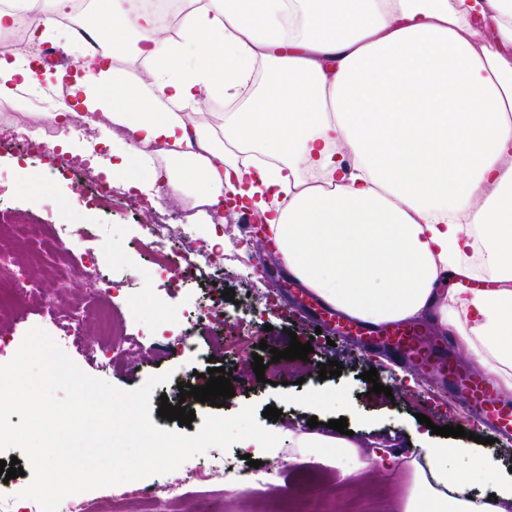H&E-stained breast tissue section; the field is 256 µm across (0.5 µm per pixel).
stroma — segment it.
<instances>
[{"label": "stroma", "mask_w": 512, "mask_h": 512, "mask_svg": "<svg viewBox=\"0 0 512 512\" xmlns=\"http://www.w3.org/2000/svg\"><path fill=\"white\" fill-rule=\"evenodd\" d=\"M27 134L26 120L0 122V217L9 222L22 214L42 224L90 225L89 235L74 237L73 253L102 258L101 264L89 273L75 276L67 290V303L83 309L85 315L84 345L70 353L81 369L126 391L141 387L151 375L171 372L170 382L154 388L150 406L159 409L165 400L184 403L196 415L187 429L191 435L198 432L204 416L216 409L191 397L179 400L178 385H204L203 374L211 366L231 370L230 382L235 391L234 397L226 399L216 411L233 415L250 403L261 410L275 406L281 416L276 421L264 420V427L269 429H299L313 417L320 424H327L336 418V411L314 412L308 398L315 391L332 393L356 412L357 417L349 421L348 428L364 451H371L376 445L381 448V462L355 471L350 477L342 476L325 460L311 459V466L321 476L312 485L302 482L295 468L281 466L285 451L275 449L270 457L276 465L271 485L266 494L240 501L241 512H279L289 496L300 493L320 496L334 512H346L350 498L359 497L366 486L393 480L401 483L403 490H410L412 471L395 450L406 446L411 453H418L417 434L424 429L417 420L421 414L434 425H460L473 432L470 440H439L440 445L450 448L449 465L468 474L469 486L477 484L473 470L485 463L502 476L512 475V440L493 436L491 429L474 422L468 407L448 394L432 375L395 364L385 352L368 353L336 335L331 327H317L304 308L293 304L284 284L273 280L278 262L257 247L254 240L240 242L237 212L210 210L208 223L202 224L198 221L199 208L194 196L159 191L167 209L186 215L184 223L173 225L167 236L169 244L182 249L205 245L213 229L224 236V251L216 255L213 267L180 276L174 267L162 263L158 253L145 249V227L151 217L126 207L127 193L121 186H114L113 201L108 205H98L80 196L78 181L87 174H99L101 169L103 154L96 133L73 140L69 152L63 154L23 151L21 142ZM20 167L41 179L42 195H33L21 185L16 176ZM105 287L112 290L110 303L121 315L124 329L151 336L136 358H123L114 368L102 365L91 353L103 339L101 309L94 291ZM228 289L234 290L235 297L223 299L225 317L218 327L227 348H211L212 359L208 362L177 356L157 359L155 346L164 336L155 330L156 313L171 318L189 303L205 308L212 300L222 299V292ZM35 326L51 333L56 330L53 322L34 310L22 320L8 313L0 315V336L9 340L8 346L0 348V364L12 359L27 331ZM294 337L311 343L313 350L308 360H280L274 383L258 381L251 366L254 353L270 359L271 349L287 348ZM263 341L267 342L268 351H260ZM331 360L341 363V375L320 379V365ZM373 368L378 371L380 383L391 388V395L370 393V385L362 374ZM479 435L484 438L480 444L475 441ZM490 436L495 439L491 445L486 442Z\"/></svg>", "instance_id": "obj_1"}]
</instances>
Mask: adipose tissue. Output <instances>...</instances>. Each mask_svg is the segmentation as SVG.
I'll use <instances>...</instances> for the list:
<instances>
[{
    "label": "adipose tissue",
    "mask_w": 512,
    "mask_h": 512,
    "mask_svg": "<svg viewBox=\"0 0 512 512\" xmlns=\"http://www.w3.org/2000/svg\"><path fill=\"white\" fill-rule=\"evenodd\" d=\"M72 4L21 0L0 10V32L44 40ZM94 14L87 30L110 64L85 57L74 90L104 84L111 177L189 187L201 206L243 197L325 304L371 324L430 320L512 394V0H203L174 37L132 0H97ZM52 87L49 72L0 58L1 100L25 110L31 89ZM213 98L223 111L198 124L193 110ZM150 144L181 169L159 170ZM479 244L490 285L459 288ZM420 439L403 512L512 507V479L469 497L447 449ZM284 443L373 460L341 434L239 440L252 455Z\"/></svg>",
    "instance_id": "obj_1"
}]
</instances>
